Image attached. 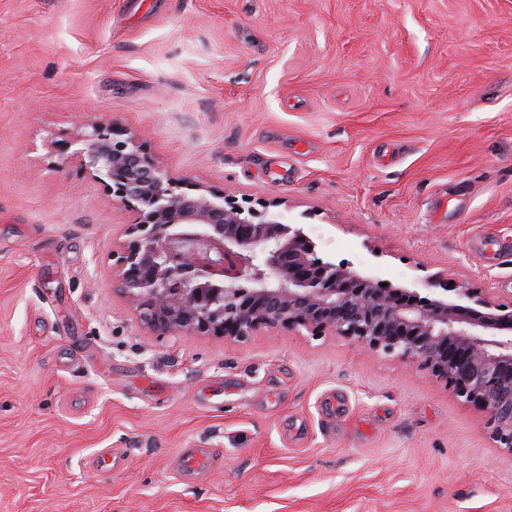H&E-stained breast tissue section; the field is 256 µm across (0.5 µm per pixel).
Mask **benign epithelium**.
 Returning a JSON list of instances; mask_svg holds the SVG:
<instances>
[{"mask_svg":"<svg viewBox=\"0 0 512 512\" xmlns=\"http://www.w3.org/2000/svg\"><path fill=\"white\" fill-rule=\"evenodd\" d=\"M77 158L137 213L117 254L119 282L140 320L160 335L263 329L330 332L428 369L482 408L499 447L512 451V314L383 287L315 256V243L268 211L227 193L214 201L176 180L107 123L84 130Z\"/></svg>","mask_w":512,"mask_h":512,"instance_id":"obj_1","label":"benign epithelium"}]
</instances>
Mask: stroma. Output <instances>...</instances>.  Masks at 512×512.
Wrapping results in <instances>:
<instances>
[{
    "instance_id": "1",
    "label": "stroma",
    "mask_w": 512,
    "mask_h": 512,
    "mask_svg": "<svg viewBox=\"0 0 512 512\" xmlns=\"http://www.w3.org/2000/svg\"><path fill=\"white\" fill-rule=\"evenodd\" d=\"M82 122L319 258L510 312L512 0H0V512H512V452L429 370L144 325Z\"/></svg>"
}]
</instances>
